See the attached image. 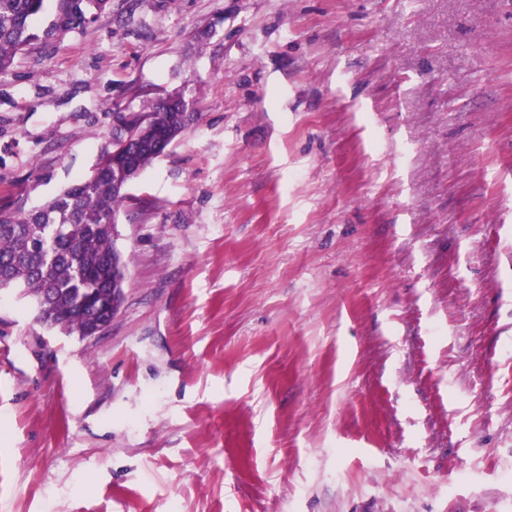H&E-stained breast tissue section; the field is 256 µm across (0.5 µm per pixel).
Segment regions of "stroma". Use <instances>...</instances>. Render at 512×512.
Listing matches in <instances>:
<instances>
[{
	"instance_id": "1",
	"label": "stroma",
	"mask_w": 512,
	"mask_h": 512,
	"mask_svg": "<svg viewBox=\"0 0 512 512\" xmlns=\"http://www.w3.org/2000/svg\"><path fill=\"white\" fill-rule=\"evenodd\" d=\"M174 91L110 325L0 291V512H512V0H112L0 76V207Z\"/></svg>"
}]
</instances>
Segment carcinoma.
<instances>
[{"mask_svg":"<svg viewBox=\"0 0 512 512\" xmlns=\"http://www.w3.org/2000/svg\"><path fill=\"white\" fill-rule=\"evenodd\" d=\"M111 0H0V75L16 56L84 26ZM171 93L148 103L131 121V143L112 163L122 142L104 147L92 171L34 213L0 209V290L19 288L46 311L49 329L86 336L107 322L96 308L112 292L126 265L112 235V219L126 200L122 182L138 177L157 158L159 144L195 121L176 122Z\"/></svg>","mask_w":512,"mask_h":512,"instance_id":"cac0c4a2","label":"carcinoma"}]
</instances>
